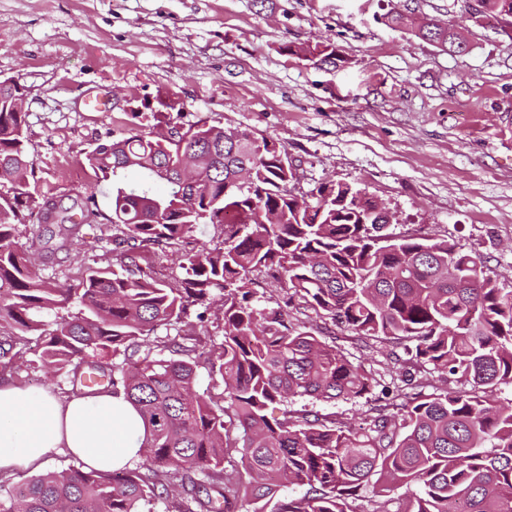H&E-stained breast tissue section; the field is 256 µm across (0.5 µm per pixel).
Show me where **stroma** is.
<instances>
[{"mask_svg":"<svg viewBox=\"0 0 512 512\" xmlns=\"http://www.w3.org/2000/svg\"><path fill=\"white\" fill-rule=\"evenodd\" d=\"M395 12L456 26L467 51L448 53L390 27ZM288 44H331L346 63L320 69L285 53ZM5 78L26 89L35 188L51 190L62 207L88 192L85 156L95 143L132 127L134 113L176 98L180 123L204 119L284 145L297 192L349 183L396 215L389 233L457 242L512 288V36L474 21L463 0H0ZM90 97L98 110L86 106ZM25 236L47 277L74 279L81 254L116 262L96 221L51 254L38 226ZM298 319L334 337L377 383L358 399L298 398L275 415L289 407L357 427L395 403L408 365L388 345L354 341L310 309ZM6 377L71 393L64 378L26 358L0 365ZM379 488L372 481L360 489L356 512H371L377 500L407 512L420 492L415 483Z\"/></svg>","mask_w":512,"mask_h":512,"instance_id":"stroma-1","label":"stroma"}]
</instances>
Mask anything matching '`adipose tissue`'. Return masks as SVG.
I'll list each match as a JSON object with an SVG mask.
<instances>
[{
    "label": "adipose tissue",
    "mask_w": 512,
    "mask_h": 512,
    "mask_svg": "<svg viewBox=\"0 0 512 512\" xmlns=\"http://www.w3.org/2000/svg\"><path fill=\"white\" fill-rule=\"evenodd\" d=\"M145 424L138 411L109 393L61 400L0 381V476L40 467L60 448L109 473L139 460Z\"/></svg>",
    "instance_id": "1"
}]
</instances>
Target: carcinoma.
<instances>
[{
	"label": "carcinoma",
	"mask_w": 512,
	"mask_h": 512,
	"mask_svg": "<svg viewBox=\"0 0 512 512\" xmlns=\"http://www.w3.org/2000/svg\"><path fill=\"white\" fill-rule=\"evenodd\" d=\"M468 11L512 26V0H475ZM413 32L454 53L468 48L432 19ZM134 116L145 122L86 154L93 186L109 187L117 266L84 263L78 284L63 287L39 274L20 226L34 215L64 243L79 223L39 206L27 113L0 112V182L11 184L0 194V363L23 357L36 334L41 367L76 391L88 387L83 366L110 358L108 380L88 388L123 393L146 426L135 468L44 471L5 489L0 512H157L174 487V512H232L240 492L264 500L287 484L308 491L276 512H356L353 499L376 475L420 485L407 512H512V403L492 398L512 385V289L456 242L381 233L390 223L383 202L348 183L295 195L281 160L288 149L273 139L203 120L179 129L164 112ZM132 170L136 181L127 180ZM230 214L236 223L224 221ZM201 224L223 226L222 243L194 244ZM164 246L180 247L184 277L175 284L142 267ZM261 270L286 293L285 306L265 315L251 278ZM216 304L223 335L201 351L178 324ZM296 306L355 341L412 342L404 347L412 367L428 365L465 388L426 394L433 380L408 375L415 392L368 428L308 411L270 418L276 401L351 400L376 383L294 322ZM160 328L176 334L150 342ZM202 359L222 378L217 397L196 390ZM236 457L245 476L233 482L224 463Z\"/></svg>",
	"instance_id": "obj_1"
}]
</instances>
